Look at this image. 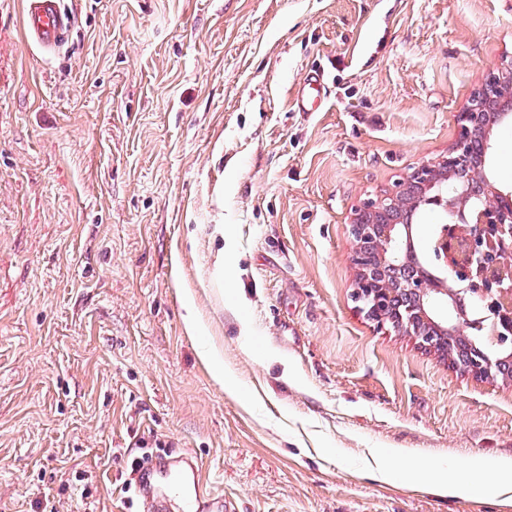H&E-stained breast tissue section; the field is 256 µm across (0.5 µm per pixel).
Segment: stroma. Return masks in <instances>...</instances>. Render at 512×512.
Wrapping results in <instances>:
<instances>
[{
    "instance_id": "1",
    "label": "stroma",
    "mask_w": 512,
    "mask_h": 512,
    "mask_svg": "<svg viewBox=\"0 0 512 512\" xmlns=\"http://www.w3.org/2000/svg\"><path fill=\"white\" fill-rule=\"evenodd\" d=\"M65 4L47 54L0 0V512H136L147 452L197 455L235 512H512L484 487L512 380L376 328L348 236L447 153L512 0ZM492 141L512 189V123Z\"/></svg>"
}]
</instances>
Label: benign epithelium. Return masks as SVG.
I'll use <instances>...</instances> for the list:
<instances>
[{"label":"benign epithelium","instance_id":"1","mask_svg":"<svg viewBox=\"0 0 512 512\" xmlns=\"http://www.w3.org/2000/svg\"><path fill=\"white\" fill-rule=\"evenodd\" d=\"M512 119V60L490 70L457 116L448 153L415 166L396 189L367 200L349 224L357 278L351 298L378 328H390L433 351L431 329L450 337L476 331L498 346L481 351L462 371L477 377L512 370V189L492 178L494 129ZM484 156L473 160L477 139ZM442 206L430 238L439 268L404 267L401 245L413 239L423 204Z\"/></svg>","mask_w":512,"mask_h":512}]
</instances>
